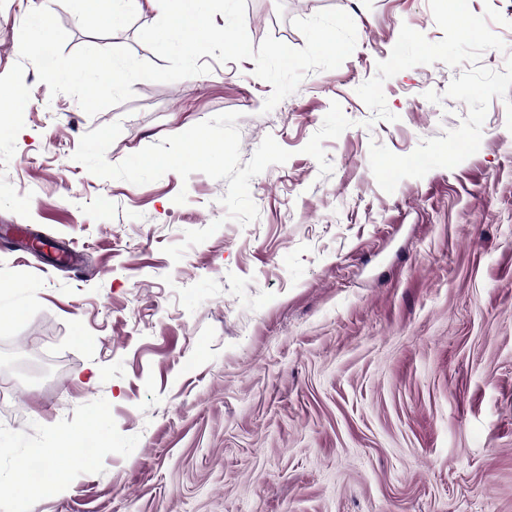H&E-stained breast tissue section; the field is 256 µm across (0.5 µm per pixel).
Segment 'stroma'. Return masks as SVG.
<instances>
[{"mask_svg": "<svg viewBox=\"0 0 512 512\" xmlns=\"http://www.w3.org/2000/svg\"><path fill=\"white\" fill-rule=\"evenodd\" d=\"M505 18L512 0H469ZM21 0H0V75L19 61ZM328 9L356 25L353 53L308 72L263 112L270 83L253 60L215 62L88 116L51 94L32 64L30 99L5 167L30 217L0 210V479L77 429L52 492L0 496V512H512V130L490 101L479 150L458 166L378 185L371 144L407 155L466 118L436 62L383 84L396 119L356 93L402 26L440 42L429 0H247L253 45L304 47L294 27ZM52 12L65 53L129 47L151 14L111 26ZM238 113L242 160L265 137L291 151L250 182L259 217L227 220V180L174 172L135 185L75 161L81 137L117 122V164L165 137ZM185 203H175L179 192ZM221 228L172 261L165 247ZM44 244L27 248L30 233Z\"/></svg>", "mask_w": 512, "mask_h": 512, "instance_id": "stroma-1", "label": "stroma"}]
</instances>
